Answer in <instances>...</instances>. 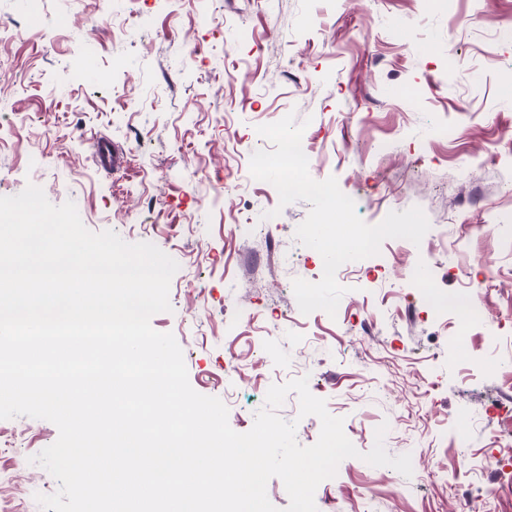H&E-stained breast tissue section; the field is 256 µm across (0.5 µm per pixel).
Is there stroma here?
Returning <instances> with one entry per match:
<instances>
[{
    "mask_svg": "<svg viewBox=\"0 0 512 512\" xmlns=\"http://www.w3.org/2000/svg\"><path fill=\"white\" fill-rule=\"evenodd\" d=\"M1 26L21 34L0 40V197L38 185L177 262L151 326L233 430L307 377L359 452L317 487L318 512H512V443L488 427L512 390V0H0ZM290 113L364 222L417 206L430 223L421 244L349 262L333 317L293 292L323 275L295 238L310 203L280 206L247 174L271 147L257 126ZM101 142L120 168L98 163ZM476 287L486 324L451 344ZM384 422L411 477L362 459ZM57 438L0 420L1 499L42 512L58 483L32 458Z\"/></svg>",
    "mask_w": 512,
    "mask_h": 512,
    "instance_id": "1",
    "label": "stroma"
}]
</instances>
